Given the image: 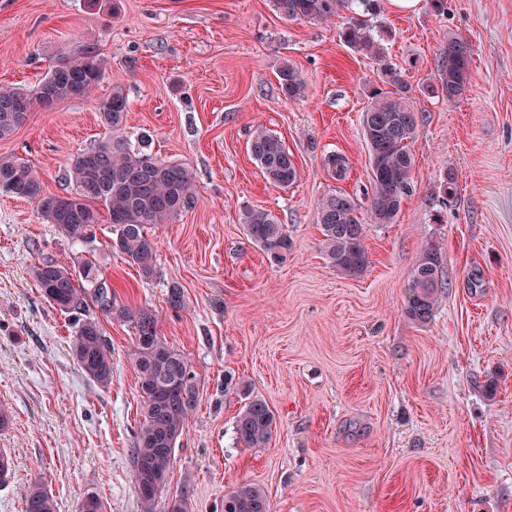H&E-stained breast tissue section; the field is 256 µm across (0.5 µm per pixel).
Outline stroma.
<instances>
[{
	"mask_svg": "<svg viewBox=\"0 0 512 512\" xmlns=\"http://www.w3.org/2000/svg\"><path fill=\"white\" fill-rule=\"evenodd\" d=\"M350 15L286 20L272 0H0V86L34 85L82 42L105 61L92 97L34 110L0 139V157L66 192L73 157L105 131L97 100L120 85L130 141L150 134L153 154L186 166L198 188L189 209L152 228L147 279L113 249L109 228L76 240L35 203L0 195V405L10 411L0 452L11 460L0 512H24L35 479L57 512H80L91 496L102 512H140L135 330L88 296L112 347L111 384L91 380L71 352L73 317L30 274L50 259L94 264L114 305L153 311L191 364L199 403L164 491L187 493L190 512H223L225 492L244 483L264 489L271 512H512V0H445L440 13L429 0L409 13L379 0L369 16L420 118L413 192L390 224L366 220L362 116L380 79L339 37ZM451 38L471 50L470 81L453 101L426 90ZM286 61L306 81L304 99L281 91ZM258 126L295 159L288 188L270 185L248 152ZM332 151L349 159L344 180L324 167ZM447 173L449 202L439 190ZM338 191L366 220L371 265L357 279L322 252L317 205ZM247 208L285 224L293 246L283 261L247 236ZM429 241L444 288L418 323L405 295ZM252 395L275 415L265 448L235 434Z\"/></svg>",
	"mask_w": 512,
	"mask_h": 512,
	"instance_id": "1",
	"label": "stroma"
}]
</instances>
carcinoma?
Returning <instances> with one entry per match:
<instances>
[{
  "mask_svg": "<svg viewBox=\"0 0 512 512\" xmlns=\"http://www.w3.org/2000/svg\"><path fill=\"white\" fill-rule=\"evenodd\" d=\"M286 20L326 21L336 16L345 0H273ZM340 36L355 51L381 58L382 50L366 21L351 17ZM437 71L440 91L448 100L457 99L470 79V48L449 40L439 53ZM389 90L379 89L363 115V131L369 154L370 188L368 218L374 224H391L402 200L412 192L411 172L415 158L410 150L418 116L411 102L413 87L387 64L381 68ZM99 48L82 43L58 58L33 87H0V139L9 137L28 119L30 112L50 110L58 103L88 97L102 79ZM280 88L293 100L305 97L306 82L290 64L278 71ZM130 112L124 87L98 104L101 123L109 134L80 151L68 170L72 189L51 194L38 172L14 157L0 158V193L37 204L41 215L63 234L75 239L95 236L102 224L114 235L112 247L150 278L154 274V246L148 230L179 216L197 195L189 171L178 163L161 160L132 145L125 135ZM254 161L269 182L286 188L297 179L293 155L277 135L256 127L248 141ZM324 166L341 181L348 159L328 153ZM355 199L341 191L322 198L318 224L322 246L330 265L341 274L359 278L370 265L365 228L357 216ZM241 223L248 237L274 261L284 259L292 247L286 226L270 212L249 208ZM33 279L42 295L77 322L71 343L72 354L84 373L106 387L112 380V350L98 320L84 315L89 289L106 316L130 322L136 329L129 353L139 379L143 419L134 434L131 461L136 475L141 512H163L161 494L173 464L175 447L190 415L197 408L199 390L196 374L185 356L162 340L157 317L145 309L114 308L100 283L98 271L85 264L79 274L64 263L44 261L32 267ZM443 288L441 256L433 243L424 246L406 294L405 313L415 322L432 319ZM275 417L267 401L252 396L235 422L238 440L247 448H265L273 435ZM25 512H54L53 496L35 482L24 497ZM224 512H270L265 491L242 484L224 495Z\"/></svg>",
  "mask_w": 512,
  "mask_h": 512,
  "instance_id": "obj_1",
  "label": "carcinoma"
}]
</instances>
